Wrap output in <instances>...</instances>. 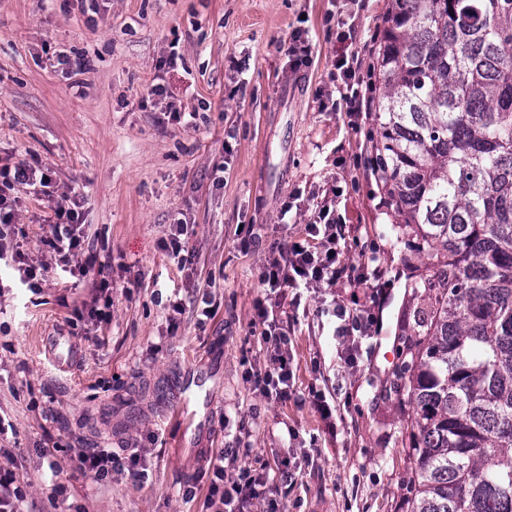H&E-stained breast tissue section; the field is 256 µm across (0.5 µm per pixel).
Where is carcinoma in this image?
I'll use <instances>...</instances> for the list:
<instances>
[{"label": "carcinoma", "instance_id": "carcinoma-1", "mask_svg": "<svg viewBox=\"0 0 512 512\" xmlns=\"http://www.w3.org/2000/svg\"><path fill=\"white\" fill-rule=\"evenodd\" d=\"M374 176L418 337L407 512H512V0H392Z\"/></svg>", "mask_w": 512, "mask_h": 512}]
</instances>
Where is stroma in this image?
<instances>
[{
    "label": "stroma",
    "instance_id": "obj_1",
    "mask_svg": "<svg viewBox=\"0 0 512 512\" xmlns=\"http://www.w3.org/2000/svg\"><path fill=\"white\" fill-rule=\"evenodd\" d=\"M389 0H0V164L48 166L52 199L22 191L26 262L48 264L40 293L0 268V468L12 470L23 512H206L209 458L276 472L308 464L278 490L280 512H403L411 486L406 394L390 385L413 316L397 283L393 217L367 161L374 114L339 107L338 58L368 76ZM309 66L293 67V33ZM85 59L64 72L58 52ZM196 113L167 120L149 85ZM78 195L88 244L85 278L43 244L55 202ZM341 235L342 277L274 311L290 338L293 384L331 396L313 405L266 401L245 379L267 365L258 268L271 247L303 235L323 198ZM188 225L190 262L162 248ZM252 225V234L241 233ZM112 263V307L82 316L101 262ZM394 280L381 335L338 334L335 304L370 306L367 267ZM69 336L59 368L34 338ZM357 362L343 358L345 342ZM203 374L189 402L185 372ZM90 451L135 462L100 480L76 472Z\"/></svg>",
    "mask_w": 512,
    "mask_h": 512
}]
</instances>
